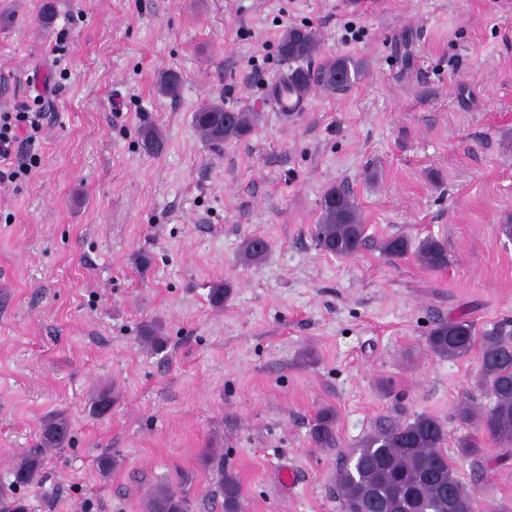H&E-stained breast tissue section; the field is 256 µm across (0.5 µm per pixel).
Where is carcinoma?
Returning a JSON list of instances; mask_svg holds the SVG:
<instances>
[{
    "mask_svg": "<svg viewBox=\"0 0 512 512\" xmlns=\"http://www.w3.org/2000/svg\"><path fill=\"white\" fill-rule=\"evenodd\" d=\"M318 38L307 27L286 29L279 40V53L290 64L287 87L305 96L315 88L329 92L343 91L358 78L356 64L348 58H332L318 69L303 67L316 53ZM181 80L171 71L159 75L158 90L171 97L179 95ZM258 120L255 112H229L224 102L213 101L193 115L201 139L220 147L251 133ZM146 149L159 152L164 148L162 133L146 126L140 132ZM359 207L342 187L326 190L321 202L319 223L314 237L319 248L336 257L357 254L366 240ZM384 255L396 258L414 257L420 264L441 270L448 266L445 241L427 236L418 241L398 233L384 239ZM269 244L260 236L244 239L239 247V260L244 264L263 261ZM141 344L153 352L167 345L162 326L146 325ZM428 350L441 359L460 360L476 357L479 364L475 387L489 401L487 406L464 404L457 410L461 423L474 432L457 441L460 457L478 462L489 444L512 446V329L508 324L494 325L477 333L473 322L463 318L440 320L425 336ZM336 411L322 408L311 431V442L317 448L336 445ZM69 435L68 420L56 415L46 420L42 444L61 448ZM447 432L443 422L429 413H419L403 421L378 420L347 453L341 456L333 474L336 498L341 512H475V500L459 480L455 461L445 448ZM43 460L37 454H24L14 463V482L31 485L42 470ZM190 478L180 480L176 491L169 482L155 484L141 500L142 512H190L191 500L185 486ZM215 491L223 499L224 512H240L242 486L238 477L217 466Z\"/></svg>",
    "mask_w": 512,
    "mask_h": 512,
    "instance_id": "carcinoma-1",
    "label": "carcinoma"
}]
</instances>
